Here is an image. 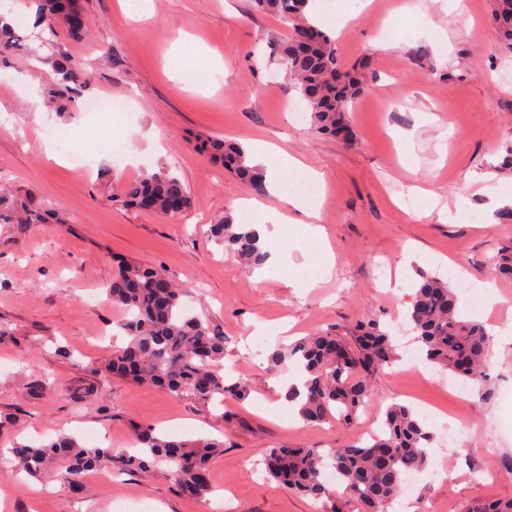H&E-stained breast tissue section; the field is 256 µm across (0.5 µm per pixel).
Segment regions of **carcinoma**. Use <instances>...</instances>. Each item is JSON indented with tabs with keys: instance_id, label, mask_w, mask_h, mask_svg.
<instances>
[{
	"instance_id": "obj_1",
	"label": "carcinoma",
	"mask_w": 512,
	"mask_h": 512,
	"mask_svg": "<svg viewBox=\"0 0 512 512\" xmlns=\"http://www.w3.org/2000/svg\"><path fill=\"white\" fill-rule=\"evenodd\" d=\"M38 23L54 33L62 29L80 39L88 24L70 26L69 19L84 14L79 0H37ZM256 11L276 16L292 29L281 48L282 59L294 89L305 102L316 130L352 139L347 121L349 103L364 90L363 76L344 69L331 36L307 17L309 0H252ZM493 19L502 38L512 46V0H493ZM25 48L16 27L0 22V63L5 65ZM56 80L42 91L46 104L63 112L76 102L88 75L67 56L52 61ZM197 149L214 162L233 171L253 192L266 191L264 173L250 165L240 144L207 137ZM122 202L165 217L178 218L193 206L188 189L172 167L144 172L126 183ZM68 223L62 213H53L30 193H0V223L15 224L21 231L34 224ZM211 236L250 267L264 263L267 252L258 233L249 224H237L229 216L211 226ZM502 277L512 279V241L490 259ZM112 305L123 309L120 325L125 346L112 354L109 371L159 387L171 395L203 403L217 399H241L247 395L244 382L230 380L224 372V335L212 329L183 305L184 290L159 268L122 262L107 288ZM407 318L425 362L469 381L485 378L490 337L479 322L463 319L458 298L447 283L425 275L417 283ZM267 360L281 366L292 360L307 375L304 391L291 386L282 395L298 406L306 424L331 419L349 422L368 400L370 374L395 361L390 334L377 320L355 326L347 339L331 332H318L294 344L267 351ZM137 448L120 451L86 448L61 436L39 445L17 444L11 449L20 470L40 478L51 463H63L62 478L69 491L86 492L85 476L107 463L122 471H143L165 465L182 494L205 496L211 487L210 465L224 448V441L163 434L152 426L131 423ZM433 434L424 421L405 404H393L383 414L382 430L368 441L324 454L315 448H268L263 452L267 476L295 493L313 500L331 502L330 512H386L409 470H423L430 460ZM336 469V487L321 478L322 469ZM468 512H512V499H494L476 504Z\"/></svg>"
}]
</instances>
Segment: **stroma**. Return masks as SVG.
Here are the masks:
<instances>
[{"label":"stroma","instance_id":"obj_1","mask_svg":"<svg viewBox=\"0 0 512 512\" xmlns=\"http://www.w3.org/2000/svg\"><path fill=\"white\" fill-rule=\"evenodd\" d=\"M341 16L324 29L340 60L361 68L366 90L351 105L353 142L296 121L302 100L279 62L288 30L254 12L252 0H153L152 18L130 24L119 0H82L87 38L46 35L33 54L0 71V185L37 193L61 210L66 225L26 232L0 224V448L43 443L59 434L86 447L133 446L131 423L181 437L224 436L212 462V490L184 497L165 468L123 472L101 467L87 477L84 498L56 478L35 480L0 465V512H117L138 495L154 512H322L321 504L267 481L254 463L278 446L326 452L361 440L393 403L430 411L435 440L429 469L409 497L420 512H464L475 503L512 499V339L491 346L489 381L459 393L427 367L406 370L408 352L369 379L370 400L350 422L289 421L268 382L293 372L271 368L266 352L319 330L345 334L362 320L393 327L422 276L448 283L465 319L486 327L512 322V279L494 276L489 258L512 240V224L489 207L485 186L512 187L502 170L512 153V52L491 21L492 0H336ZM187 40L198 61L219 55L220 72L192 67L193 81L170 75V53ZM62 53L92 72L85 93L127 100L125 111L89 116L81 104L35 113L31 101L53 77ZM55 127L98 143L121 137L140 156L115 166L69 162V147L45 135ZM407 139H398V132ZM218 136L251 147L263 141L322 172L320 219L336 255L316 287H290L269 268L263 282L208 236L224 214L249 223L236 202L245 186L195 147ZM65 163H57V156ZM170 162L194 206L171 219L125 206L119 185ZM160 268L188 294L185 304L225 338L224 368L243 379L244 400L215 408L131 378L108 375L125 314L106 297L118 261ZM493 282L494 291L484 289ZM288 323L286 333L255 335L256 324ZM50 379L51 390L29 387ZM460 426L455 451L443 455L444 424ZM445 473L435 479L433 470Z\"/></svg>","mask_w":512,"mask_h":512}]
</instances>
